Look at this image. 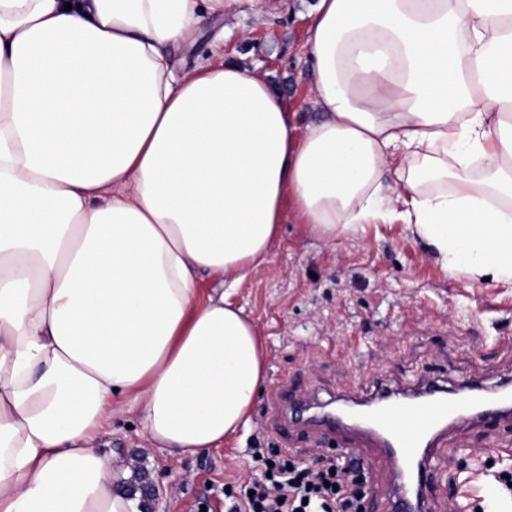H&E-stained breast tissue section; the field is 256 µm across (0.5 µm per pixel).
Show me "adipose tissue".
Here are the masks:
<instances>
[{
	"mask_svg": "<svg viewBox=\"0 0 512 512\" xmlns=\"http://www.w3.org/2000/svg\"><path fill=\"white\" fill-rule=\"evenodd\" d=\"M284 4L308 124L237 63L175 70L270 0H0V512H140L97 446L126 412L174 461L249 426L265 350L224 292L287 221L399 220L512 283V0Z\"/></svg>",
	"mask_w": 512,
	"mask_h": 512,
	"instance_id": "adipose-tissue-1",
	"label": "adipose tissue"
}]
</instances>
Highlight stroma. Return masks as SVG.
Returning a JSON list of instances; mask_svg holds the SVG:
<instances>
[{
    "label": "stroma",
    "instance_id": "1",
    "mask_svg": "<svg viewBox=\"0 0 512 512\" xmlns=\"http://www.w3.org/2000/svg\"><path fill=\"white\" fill-rule=\"evenodd\" d=\"M309 20L279 9L214 16L177 50L178 70L234 60L269 75L302 123L311 66L303 51ZM263 340L265 383L248 429L219 447L171 463L150 445L136 413L113 419L98 445L108 461L139 460L168 494L151 512H227L226 490L243 494L262 476L255 449L289 450L304 461L333 457L341 441L277 423L287 398L374 396L384 386L444 379L493 388L512 382V284L476 281L441 267L401 222L369 224L328 241L308 225H282L260 273L238 288ZM432 512H485L493 483L512 474V422L463 424L432 461Z\"/></svg>",
    "mask_w": 512,
    "mask_h": 512
}]
</instances>
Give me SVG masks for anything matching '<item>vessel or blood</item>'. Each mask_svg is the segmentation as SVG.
<instances>
[{
  "label": "vessel or blood",
  "instance_id": "obj_1",
  "mask_svg": "<svg viewBox=\"0 0 512 512\" xmlns=\"http://www.w3.org/2000/svg\"><path fill=\"white\" fill-rule=\"evenodd\" d=\"M512 418V391L485 389L472 383L447 388L430 380L404 396L348 419L335 410H321L311 420L295 418L297 428L318 427L323 435L344 445H360L380 459L393 479L417 467L421 481L431 475V451L448 431L463 423H484Z\"/></svg>",
  "mask_w": 512,
  "mask_h": 512
}]
</instances>
